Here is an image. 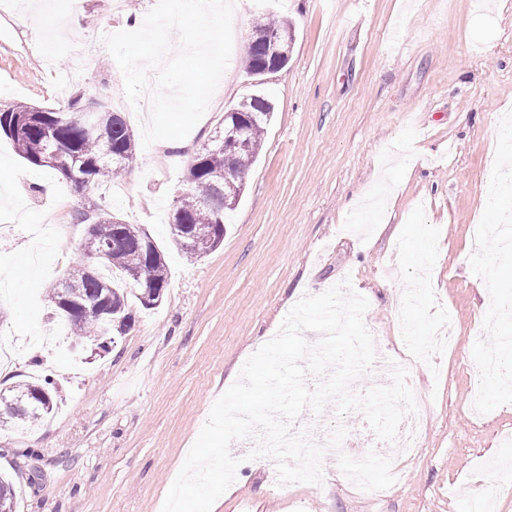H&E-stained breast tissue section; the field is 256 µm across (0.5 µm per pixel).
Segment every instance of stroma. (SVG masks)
<instances>
[{"label":"stroma","mask_w":512,"mask_h":512,"mask_svg":"<svg viewBox=\"0 0 512 512\" xmlns=\"http://www.w3.org/2000/svg\"><path fill=\"white\" fill-rule=\"evenodd\" d=\"M0 0V92L67 110L76 97L110 104L124 79L103 37L144 17L154 0ZM222 82L183 148L139 149L120 176L79 194L50 169L31 167L0 137L14 175L0 186V271L27 259L21 287L0 300V340L52 333L50 285L81 260L78 212L106 206L147 229L164 251L169 286L159 307L135 308L132 328L106 355L57 339L53 374L61 403L52 419L0 430V470L10 473L17 512H161L176 471L213 403L244 362L278 331L303 295L343 280L366 297L364 324L377 351L397 355L399 330L424 342L445 326L462 344L439 369L410 375L426 411L422 447L391 454L401 469L375 497L330 462L322 485L273 488L266 470L242 462L212 512H512V372L489 378L487 353L506 329L492 288L493 266L512 281L495 227L512 195L489 200L490 184L512 181L501 149L512 119V0L479 10L476 0H240ZM289 19L288 65L262 77L243 66L254 23ZM90 47L81 75L66 46ZM267 93L275 114L229 213L223 244L193 259L170 241V213L188 167L224 112Z\"/></svg>","instance_id":"obj_1"}]
</instances>
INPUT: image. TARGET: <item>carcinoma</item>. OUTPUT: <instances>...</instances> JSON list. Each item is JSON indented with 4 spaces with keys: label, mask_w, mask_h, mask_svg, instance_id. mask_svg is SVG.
Wrapping results in <instances>:
<instances>
[{
    "label": "carcinoma",
    "mask_w": 512,
    "mask_h": 512,
    "mask_svg": "<svg viewBox=\"0 0 512 512\" xmlns=\"http://www.w3.org/2000/svg\"><path fill=\"white\" fill-rule=\"evenodd\" d=\"M257 30H276L281 49L288 52L294 38L286 20L264 19ZM264 44L247 39L244 65L251 75L263 74ZM274 112L265 95L243 99L232 115L216 126L214 134L246 140V146L231 158L224 143L214 142L188 169V189L177 199L171 216L173 243L190 258H198L224 241L225 212L241 197L244 178L261 148V141ZM0 134L8 137L20 157L37 167L59 173L72 185L93 192L110 177H116L135 160L137 140L123 113L102 107L93 133L82 128L81 113L63 112L26 102H0ZM60 151L70 156L69 171L46 163ZM229 172L232 182L224 180ZM89 224L81 244L85 262L69 270L65 279L49 289L55 314L68 324L70 336L92 340L106 351L115 337L126 333L134 321L132 302L153 308L168 288L164 255L147 231L126 224L111 212L97 209L80 213ZM57 391L53 379L21 382L0 390V421L11 420L27 427L46 421L54 412Z\"/></svg>",
    "instance_id": "carcinoma-1"
}]
</instances>
